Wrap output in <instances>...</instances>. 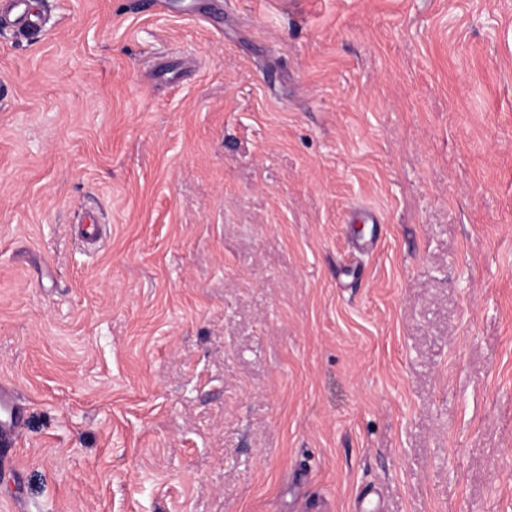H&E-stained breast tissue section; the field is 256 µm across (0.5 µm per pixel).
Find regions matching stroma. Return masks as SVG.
<instances>
[{
  "label": "stroma",
  "mask_w": 512,
  "mask_h": 512,
  "mask_svg": "<svg viewBox=\"0 0 512 512\" xmlns=\"http://www.w3.org/2000/svg\"><path fill=\"white\" fill-rule=\"evenodd\" d=\"M37 4L0 512H512V0ZM23 415L14 401L13 389L0 385V442L10 443L23 429Z\"/></svg>",
  "instance_id": "35a3bbf8"
}]
</instances>
